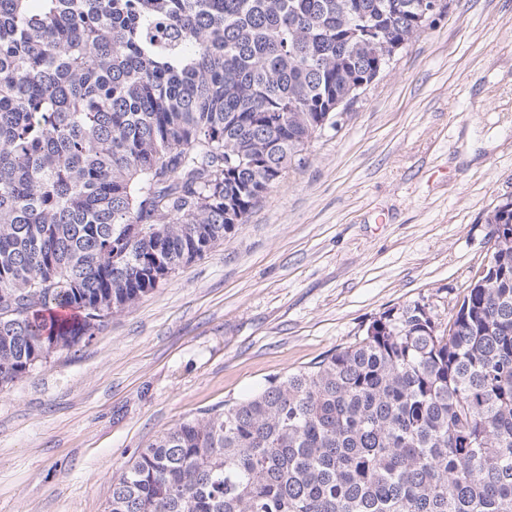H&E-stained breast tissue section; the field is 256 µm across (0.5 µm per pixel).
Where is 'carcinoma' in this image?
<instances>
[{"instance_id":"cac0c4a2","label":"carcinoma","mask_w":512,"mask_h":512,"mask_svg":"<svg viewBox=\"0 0 512 512\" xmlns=\"http://www.w3.org/2000/svg\"><path fill=\"white\" fill-rule=\"evenodd\" d=\"M423 0H0V391L205 255L432 23ZM443 323L138 449L108 512H512V200Z\"/></svg>"}]
</instances>
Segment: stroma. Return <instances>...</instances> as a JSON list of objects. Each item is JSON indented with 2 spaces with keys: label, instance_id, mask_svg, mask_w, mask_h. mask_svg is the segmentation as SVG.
Wrapping results in <instances>:
<instances>
[{
  "label": "stroma",
  "instance_id": "stroma-1",
  "mask_svg": "<svg viewBox=\"0 0 512 512\" xmlns=\"http://www.w3.org/2000/svg\"><path fill=\"white\" fill-rule=\"evenodd\" d=\"M512 199V0H449L248 223L0 390V512H107L161 431L353 342L447 318Z\"/></svg>",
  "mask_w": 512,
  "mask_h": 512
}]
</instances>
